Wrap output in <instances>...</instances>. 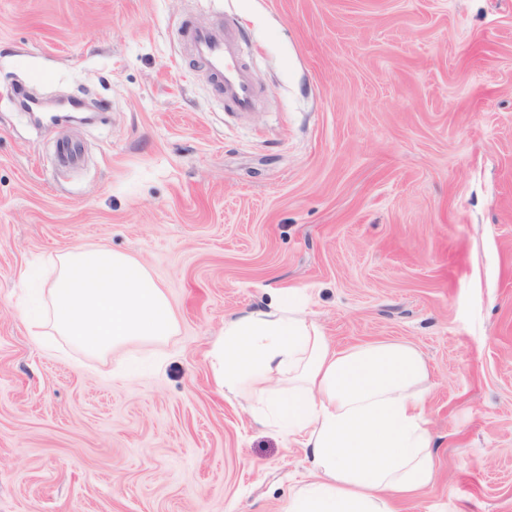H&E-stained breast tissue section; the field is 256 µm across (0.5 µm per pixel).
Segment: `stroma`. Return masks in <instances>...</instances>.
<instances>
[{
    "mask_svg": "<svg viewBox=\"0 0 512 512\" xmlns=\"http://www.w3.org/2000/svg\"><path fill=\"white\" fill-rule=\"evenodd\" d=\"M188 17L240 22L254 112L190 66ZM37 91L94 118L36 122ZM97 243L176 335L30 336L21 272ZM288 289L336 348L428 363L437 474L399 512H512V0H0V512H286L309 451L211 350Z\"/></svg>",
    "mask_w": 512,
    "mask_h": 512,
    "instance_id": "35a3bbf8",
    "label": "stroma"
}]
</instances>
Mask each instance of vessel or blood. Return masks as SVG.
<instances>
[{"label":"vessel or blood","mask_w":512,"mask_h":512,"mask_svg":"<svg viewBox=\"0 0 512 512\" xmlns=\"http://www.w3.org/2000/svg\"><path fill=\"white\" fill-rule=\"evenodd\" d=\"M184 32L208 79L238 112L252 111L259 89L242 64V36L237 25L223 21L214 25L185 23Z\"/></svg>","instance_id":"b4317fda"}]
</instances>
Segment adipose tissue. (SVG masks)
Instances as JSON below:
<instances>
[{
  "mask_svg": "<svg viewBox=\"0 0 512 512\" xmlns=\"http://www.w3.org/2000/svg\"><path fill=\"white\" fill-rule=\"evenodd\" d=\"M211 356L226 398L311 453L287 512H397V500L433 481L429 371L414 346L337 349L288 290L270 309L225 321Z\"/></svg>",
  "mask_w": 512,
  "mask_h": 512,
  "instance_id": "ef3b65f1",
  "label": "adipose tissue"
}]
</instances>
